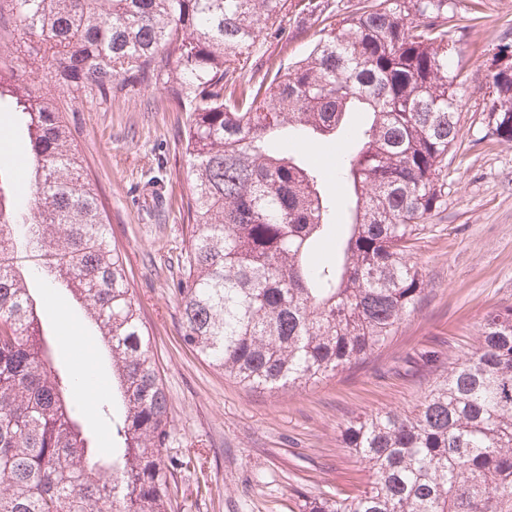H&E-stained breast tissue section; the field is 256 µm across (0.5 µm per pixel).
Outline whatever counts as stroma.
<instances>
[{
    "instance_id": "obj_1",
    "label": "stroma",
    "mask_w": 512,
    "mask_h": 512,
    "mask_svg": "<svg viewBox=\"0 0 512 512\" xmlns=\"http://www.w3.org/2000/svg\"><path fill=\"white\" fill-rule=\"evenodd\" d=\"M455 10L475 23L459 32L451 61L467 81L446 204L409 252L424 299L384 347L305 389L245 388L182 340L177 284L191 183L184 116L172 111L165 85L92 106L69 102L65 120L125 257L170 403L171 512H301L304 495L369 488L371 470L343 444L347 422L414 411L449 363L475 350L486 313L512 303V143L487 138L484 122L485 63L512 30V0H455ZM286 29L284 38L260 37L249 61L256 74L305 56L317 38L310 18ZM39 292L56 365L74 369L84 360L92 371L80 397L83 422L98 447H110L99 406L112 395V375L99 339L59 289Z\"/></svg>"
}]
</instances>
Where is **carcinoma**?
I'll return each mask as SVG.
<instances>
[{
	"label": "carcinoma",
	"instance_id": "obj_1",
	"mask_svg": "<svg viewBox=\"0 0 512 512\" xmlns=\"http://www.w3.org/2000/svg\"><path fill=\"white\" fill-rule=\"evenodd\" d=\"M288 15L321 28L304 57L257 78L246 62ZM465 17L453 0H0V44L24 48L71 99L158 83L185 115L192 192L178 284L184 344L250 389L306 387L380 349L423 300L409 251L445 204L459 139ZM0 54V111L18 115L23 177L0 163V512H168L169 403L148 330L63 112ZM486 135L512 141V65L486 68ZM355 151L346 199L274 146L284 131ZM353 221L336 236V209ZM66 290L99 331L121 409L112 447L83 428L77 376L53 365L21 272ZM417 409L350 421L343 442L375 475L304 512H512V304Z\"/></svg>",
	"mask_w": 512,
	"mask_h": 512
}]
</instances>
